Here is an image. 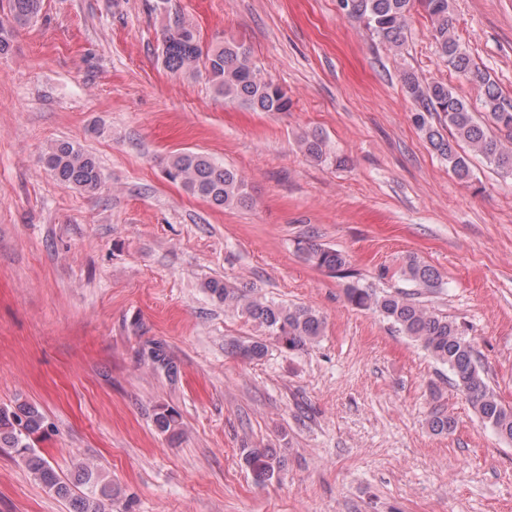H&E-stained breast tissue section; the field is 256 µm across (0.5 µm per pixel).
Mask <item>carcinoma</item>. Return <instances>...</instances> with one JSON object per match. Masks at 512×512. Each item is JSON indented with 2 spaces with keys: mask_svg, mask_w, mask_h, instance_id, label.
I'll return each mask as SVG.
<instances>
[{
  "mask_svg": "<svg viewBox=\"0 0 512 512\" xmlns=\"http://www.w3.org/2000/svg\"><path fill=\"white\" fill-rule=\"evenodd\" d=\"M42 0H7L10 27L0 24V55L11 49L13 31L33 21ZM342 14L364 24L371 34L399 51L412 11L422 9L432 25V37L439 57L458 75L478 86L483 94V115L477 116L465 98L452 87L438 81H424L412 71L402 74L404 89L416 106L413 120L430 146L448 162L455 176L471 179L469 156L459 151L467 144L498 171L512 176V146L490 131L512 132V102L499 91L491 75L477 66L454 33L455 19L449 0H338ZM163 60L172 73H184L203 64L214 91L229 100L258 112H286L290 101L281 87L265 79L243 46L224 41L204 50L195 30L176 22L162 33ZM44 166L60 182L93 193L102 184V170L97 159L82 147L62 141L43 157ZM167 174L180 181L192 195L222 207L246 206L250 197L241 175L234 169L200 152L174 155ZM305 259L330 274L348 276L346 256L329 247L309 242L303 248ZM400 275L430 293L442 288V280L433 267L415 256L406 259ZM206 290L224 308L235 310L263 327L267 336L288 350H301L322 335L323 318L314 310L287 307L262 296L249 295L231 288L218 279L205 283ZM347 300L354 306L378 312L399 333L420 344L438 363L448 367L451 384L477 413L480 421L500 438L512 441V406L504 404L489 385L488 376L479 366L475 351L458 324L448 315L417 302L413 294L398 290L378 292L373 288L350 284ZM266 345L254 341L247 345L233 343L231 352L259 359ZM155 427L162 433L178 426L179 414L161 408L154 414ZM435 435L453 432L455 420L439 405L428 420ZM51 428L43 410L34 403L0 407V447L14 448L27 469L48 492L67 501L72 512H105V502L116 495L112 483L88 465L78 466L73 478L62 477L52 463L32 448L29 440ZM243 461L255 484L265 486L282 480L284 462L272 448H242Z\"/></svg>",
  "mask_w": 512,
  "mask_h": 512,
  "instance_id": "obj_1",
  "label": "carcinoma"
}]
</instances>
